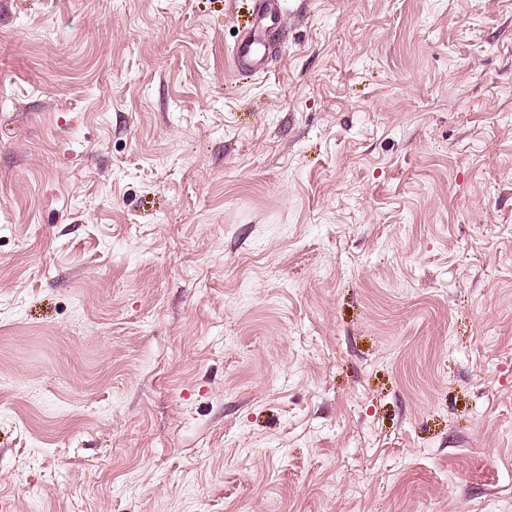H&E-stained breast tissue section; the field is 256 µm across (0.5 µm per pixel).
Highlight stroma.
Wrapping results in <instances>:
<instances>
[{"instance_id": "1", "label": "stroma", "mask_w": 512, "mask_h": 512, "mask_svg": "<svg viewBox=\"0 0 512 512\" xmlns=\"http://www.w3.org/2000/svg\"><path fill=\"white\" fill-rule=\"evenodd\" d=\"M0 0V512H512V0ZM284 0H258L256 11L243 26L232 54L237 69L251 72L270 63L271 46L279 39Z\"/></svg>"}]
</instances>
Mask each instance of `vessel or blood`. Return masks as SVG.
Instances as JSON below:
<instances>
[{"label":"vessel or blood","mask_w":512,"mask_h":512,"mask_svg":"<svg viewBox=\"0 0 512 512\" xmlns=\"http://www.w3.org/2000/svg\"><path fill=\"white\" fill-rule=\"evenodd\" d=\"M283 0H258L232 51L237 69L243 72L268 66L270 49L280 36Z\"/></svg>","instance_id":"obj_1"}]
</instances>
